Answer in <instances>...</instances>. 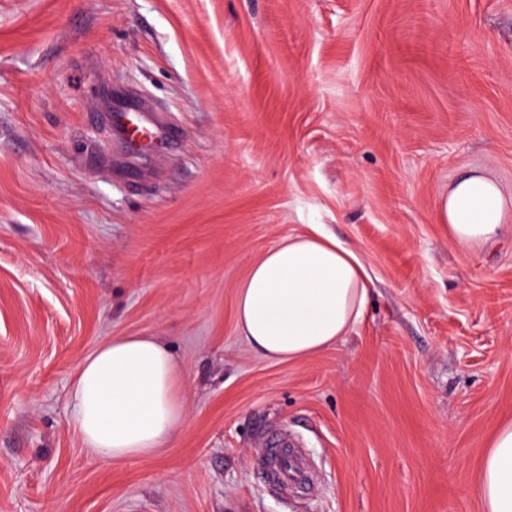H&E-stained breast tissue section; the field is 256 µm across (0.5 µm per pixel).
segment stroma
Returning <instances> with one entry per match:
<instances>
[{
    "label": "stroma",
    "mask_w": 512,
    "mask_h": 512,
    "mask_svg": "<svg viewBox=\"0 0 512 512\" xmlns=\"http://www.w3.org/2000/svg\"><path fill=\"white\" fill-rule=\"evenodd\" d=\"M140 104L135 150L110 109ZM512 225V0H0V512H483L512 423V232L460 249V175ZM350 246L363 315L298 362L237 290L312 225ZM115 336L182 370L178 439L121 460L69 426ZM301 440L310 489L263 477ZM505 198L495 182L485 175L463 173L440 203V220L448 226V238L467 249L500 237L504 224Z\"/></svg>",
    "instance_id": "obj_1"
}]
</instances>
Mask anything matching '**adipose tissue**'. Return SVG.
<instances>
[{
  "label": "adipose tissue",
  "mask_w": 512,
  "mask_h": 512,
  "mask_svg": "<svg viewBox=\"0 0 512 512\" xmlns=\"http://www.w3.org/2000/svg\"><path fill=\"white\" fill-rule=\"evenodd\" d=\"M505 198L485 175L463 173L440 203L448 237L466 249L500 237ZM368 278L356 253L322 230L291 236L251 267L236 296L237 328L265 358L298 361L360 320ZM71 426L93 456L125 459L170 444L184 417L181 368L152 336H115L81 363ZM484 512H512V424L495 435L479 471Z\"/></svg>",
  "instance_id": "1"
}]
</instances>
